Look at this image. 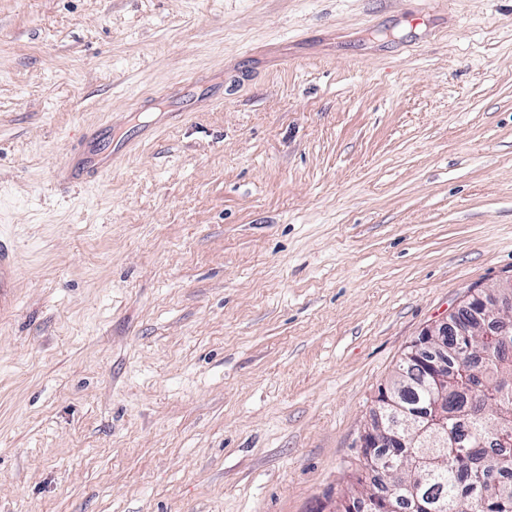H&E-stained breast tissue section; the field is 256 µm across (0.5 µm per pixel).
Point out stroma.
Segmentation results:
<instances>
[{
  "instance_id": "stroma-1",
  "label": "stroma",
  "mask_w": 512,
  "mask_h": 512,
  "mask_svg": "<svg viewBox=\"0 0 512 512\" xmlns=\"http://www.w3.org/2000/svg\"><path fill=\"white\" fill-rule=\"evenodd\" d=\"M0 234V512H332L512 278V0H0ZM15 251L8 239L0 235V311L11 310L17 299L15 288ZM410 352L411 347H408V351L398 366V369H401L406 377L399 391L406 399L420 400L421 402L427 401L429 398L427 365L422 361L409 357L408 354Z\"/></svg>"
}]
</instances>
